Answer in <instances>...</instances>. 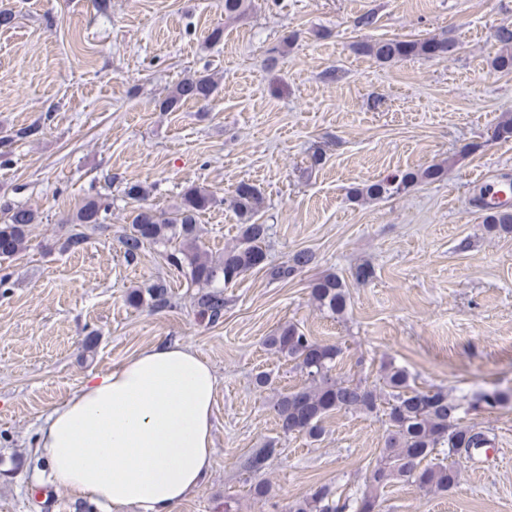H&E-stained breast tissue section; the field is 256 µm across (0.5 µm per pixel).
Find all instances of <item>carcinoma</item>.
Segmentation results:
<instances>
[{
	"instance_id": "carcinoma-1",
	"label": "carcinoma",
	"mask_w": 512,
	"mask_h": 512,
	"mask_svg": "<svg viewBox=\"0 0 512 512\" xmlns=\"http://www.w3.org/2000/svg\"><path fill=\"white\" fill-rule=\"evenodd\" d=\"M504 51L496 58L500 69L512 68V28L501 26L496 32ZM451 44L442 38L419 40L387 39L367 43L363 50L379 62L386 63L411 57H442ZM217 83L211 75L194 74L179 81L160 102L163 112H177L187 103H206L214 95ZM438 165L419 171H406L384 177L358 187L355 196L380 199L418 182L440 178ZM217 199L209 189L190 185L182 189L174 210L163 214L151 207L140 206L133 211L131 228L121 239L127 259L139 257L150 245L178 241L179 247L168 254L171 264L187 269L193 284L201 288L197 297L200 316L211 323L224 317V292L219 284H228L254 269H266L273 280L285 281L314 261V254L301 250L290 261L270 267L262 263L267 227L257 222L262 196L256 186L241 182L232 192V204L240 222L241 240L237 246L219 257L209 254L199 244L198 219L212 208ZM108 208L100 198L86 201L77 211L66 248L77 251L87 242L82 228L104 224ZM493 227L512 232V211L490 208L487 216ZM39 222L31 208L13 206L0 221V262L12 260L28 248L29 227ZM150 306L163 310L171 306L170 288L166 281L156 280L147 289ZM311 295L319 307L331 316L344 314L348 307L345 285L336 275L329 274L313 283ZM268 349L296 363L306 375L307 386L288 390L277 398L273 411L280 433L318 439L323 433L324 419L332 412L354 410L365 414L383 412L388 433L382 454L366 478L360 496L341 498L328 484H320L302 498L288 505V512H381L379 492L397 480H413L427 491L446 492L459 482V470L454 458L471 454L486 446L483 432L461 423L462 416L477 408L495 410L512 400V393L495 391L477 397L453 396L441 389H420L411 385L409 373L391 362L381 367L380 394L362 382L339 378L333 374L340 350L334 345L319 343L302 332L295 324L286 323L266 337ZM385 409H379L381 400ZM442 453L450 463H434L428 458Z\"/></svg>"
}]
</instances>
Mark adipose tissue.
<instances>
[{"label":"adipose tissue","mask_w":512,"mask_h":512,"mask_svg":"<svg viewBox=\"0 0 512 512\" xmlns=\"http://www.w3.org/2000/svg\"><path fill=\"white\" fill-rule=\"evenodd\" d=\"M217 377L190 347L160 342L54 404L36 448L51 483L140 512H176L214 461Z\"/></svg>","instance_id":"ef3b65f1"}]
</instances>
